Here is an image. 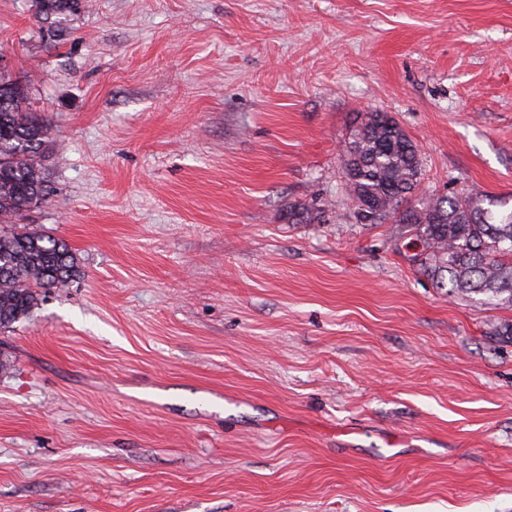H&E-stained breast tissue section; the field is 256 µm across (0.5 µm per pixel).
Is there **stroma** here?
<instances>
[{"label":"stroma","mask_w":512,"mask_h":512,"mask_svg":"<svg viewBox=\"0 0 512 512\" xmlns=\"http://www.w3.org/2000/svg\"><path fill=\"white\" fill-rule=\"evenodd\" d=\"M83 2L0 0L80 266L0 333V512H512V307L341 169L385 112L419 196H512V0ZM36 21L44 23L52 17L66 18L76 14L82 7V0H34Z\"/></svg>","instance_id":"obj_1"}]
</instances>
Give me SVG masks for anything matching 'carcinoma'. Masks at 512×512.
<instances>
[{
  "label": "carcinoma",
  "mask_w": 512,
  "mask_h": 512,
  "mask_svg": "<svg viewBox=\"0 0 512 512\" xmlns=\"http://www.w3.org/2000/svg\"><path fill=\"white\" fill-rule=\"evenodd\" d=\"M36 21L65 18L83 0H34ZM55 147L27 87L0 72V331L28 317L37 289L64 288L79 261L63 240L17 230L50 194L44 162ZM343 188L359 224H405L421 250L411 261L438 288L487 305H512V198L483 194L421 197L415 143L386 112L360 116L342 160Z\"/></svg>",
  "instance_id": "1"
}]
</instances>
